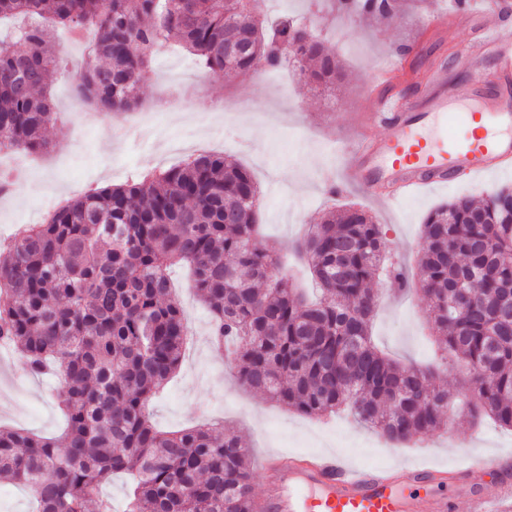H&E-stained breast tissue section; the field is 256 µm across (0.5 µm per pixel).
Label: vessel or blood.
<instances>
[{
  "mask_svg": "<svg viewBox=\"0 0 512 512\" xmlns=\"http://www.w3.org/2000/svg\"><path fill=\"white\" fill-rule=\"evenodd\" d=\"M480 50L492 55L494 71L470 63L465 93L443 88L420 104L382 99L372 120L384 133L349 149V180L370 190L386 187L401 200L464 177L511 172L512 50L498 37ZM257 465L267 476L257 512H485V494L464 500L434 485L505 468L490 454L474 456L465 468H418L408 480L396 468L351 467L336 453L268 455Z\"/></svg>",
  "mask_w": 512,
  "mask_h": 512,
  "instance_id": "1",
  "label": "vessel or blood"
}]
</instances>
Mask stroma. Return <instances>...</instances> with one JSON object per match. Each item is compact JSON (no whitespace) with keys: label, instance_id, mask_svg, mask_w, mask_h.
<instances>
[{"label":"stroma","instance_id":"1","mask_svg":"<svg viewBox=\"0 0 512 512\" xmlns=\"http://www.w3.org/2000/svg\"><path fill=\"white\" fill-rule=\"evenodd\" d=\"M471 11L473 25L452 24L439 32L425 30L423 19L439 12L455 14L454 0H425L421 10L406 11L389 23L356 15L335 19L325 2L282 0L281 14L303 16L312 32L335 50L347 73L344 83L315 89L293 71H270L262 78L253 73L219 77L203 71L193 91L177 103L170 80L177 70L195 68L196 63L170 45L157 52L142 85L140 104L126 116L143 134L142 140L131 142L106 135L112 122L108 116L101 117L99 127L88 128L83 113L87 103L74 89L82 50L68 33L57 32L55 42L67 65L55 76L51 93L61 119L46 132L49 152L35 156L33 166L15 171L25 198L10 205L0 197V237L12 235L21 225L44 222L57 199L120 185L145 170L168 168L197 147L243 165L259 183L260 244L286 246L306 225L318 223L328 207L354 202L382 224L391 257L404 262L412 277H419L417 255L427 215L453 197L479 198L510 184L512 173L432 188L389 204L348 182L341 149L368 126L375 71L390 68L394 49L409 46L413 79L405 84L392 73L385 91L417 102L439 79L465 82L458 58L463 50L478 46L488 31L497 29L512 38V13L484 14L482 0H471ZM329 167L337 177L332 193L320 179L321 170ZM170 276L192 340L175 377L149 404L160 429L219 421L235 427L254 457L333 451L360 467H396L408 457L445 467L463 466L471 453L512 457V431L491 424L460 418L448 431L427 433L420 447L412 448L386 440L349 414L322 421L241 387L223 353L211 344L210 314L190 288L187 271L177 267ZM374 289L381 297L372 324L376 345L405 363H432L436 346L425 327L424 299L415 293L394 294L384 280ZM60 387L53 377L17 374L14 358L0 360V426L60 436L65 427L56 403Z\"/></svg>","mask_w":512,"mask_h":512}]
</instances>
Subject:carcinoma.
<instances>
[{
  "instance_id": "carcinoma-1",
  "label": "carcinoma",
  "mask_w": 512,
  "mask_h": 512,
  "mask_svg": "<svg viewBox=\"0 0 512 512\" xmlns=\"http://www.w3.org/2000/svg\"><path fill=\"white\" fill-rule=\"evenodd\" d=\"M391 20L397 0H340ZM0 149L44 152L57 121L49 80L52 33L85 43L76 91L105 112H128L163 42L216 75L292 62L334 84L336 54L298 18L267 25L257 0H0ZM248 46L230 54L240 34ZM260 190L251 173L201 152L123 185L91 188L26 224L0 265V341L28 374H60L67 426L58 439L0 427V480L24 485L33 512H112L101 486L133 477L124 512H255L248 449L209 424L163 432L148 405L180 368L188 325L168 270L187 264L211 314L213 342L239 383L298 413L342 406L396 443L445 430L458 416L512 430V186L480 202L434 209L422 225L412 283L389 260L381 225L356 204L326 213L294 244L321 290L289 287L279 248H258ZM377 277L427 300L440 364H403L372 342ZM469 368L458 405L437 382L448 358Z\"/></svg>"
}]
</instances>
